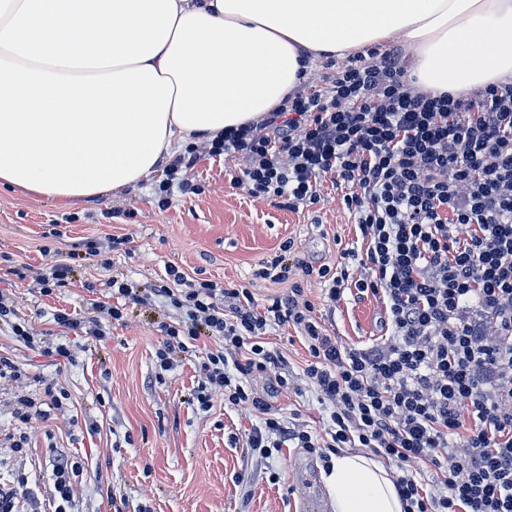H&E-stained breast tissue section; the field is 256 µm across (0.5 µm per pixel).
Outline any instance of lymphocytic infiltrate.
Here are the masks:
<instances>
[{"mask_svg":"<svg viewBox=\"0 0 512 512\" xmlns=\"http://www.w3.org/2000/svg\"><path fill=\"white\" fill-rule=\"evenodd\" d=\"M207 153L238 158L233 186L291 210L319 203L326 176L344 186L366 249L302 270L323 283L330 304L349 289L381 299L383 342L338 344L301 288L259 303L249 288L172 266L147 288L111 277L113 304L92 302L90 317L59 311L55 323L103 340V321L121 320L125 305L161 301L175 317L160 326V370H170L173 351L194 354L201 379L193 400L209 410L218 391L225 404L262 415L244 439L262 458L292 446L327 462L366 448L396 463L407 512H512V78L466 98L434 95L412 86L401 47L374 46L322 83L300 82L259 120L211 140ZM197 160L193 146L172 160L156 195L198 193L185 175ZM13 314L0 289V321L18 342L51 365L75 363L74 345L47 343ZM285 324L304 338V374L330 408L324 433L277 414L270 401L296 389L284 356L263 339ZM258 379L266 390L255 388ZM67 398L53 385L42 400L17 397L16 425L63 409ZM415 463L434 471L439 492L425 489ZM82 472L79 456L54 452V512H75Z\"/></svg>","mask_w":512,"mask_h":512,"instance_id":"1","label":"lymphocytic infiltrate"}]
</instances>
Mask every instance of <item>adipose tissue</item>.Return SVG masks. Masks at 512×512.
<instances>
[{
    "label": "adipose tissue",
    "instance_id": "obj_1",
    "mask_svg": "<svg viewBox=\"0 0 512 512\" xmlns=\"http://www.w3.org/2000/svg\"><path fill=\"white\" fill-rule=\"evenodd\" d=\"M153 58L107 68L0 57V187L62 204L162 171L186 139L260 119L297 88L305 57L402 42L420 86L471 95L512 76V0H176ZM333 512H404L377 458L333 455Z\"/></svg>",
    "mask_w": 512,
    "mask_h": 512
}]
</instances>
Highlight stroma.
<instances>
[{
    "instance_id": "stroma-1",
    "label": "stroma",
    "mask_w": 512,
    "mask_h": 512,
    "mask_svg": "<svg viewBox=\"0 0 512 512\" xmlns=\"http://www.w3.org/2000/svg\"><path fill=\"white\" fill-rule=\"evenodd\" d=\"M233 160L201 155L192 174L200 194L174 195L159 207L153 192L159 176L99 199L62 206L22 189L0 188V255L2 270L25 271L26 280L11 277L13 306L35 333H51L65 342L52 323L55 310L86 311L92 300L110 302L99 286L116 273L152 285L173 265L188 275L244 286L256 301L286 292L298 283L314 306V315L339 343L364 348L379 342L384 329L381 300L375 297L325 306L323 286L292 271L288 283L255 277L259 265L294 241L313 265L334 264L341 249L357 245L356 226L342 204V193L330 178L319 186L321 201L310 210L291 211L249 197L232 187ZM114 237L128 238L126 249H112ZM92 241L95 252L82 250ZM64 259L72 282L53 295L28 290L26 281ZM111 269H103V260ZM164 307L129 306L122 320L107 322V341H86L73 365H49L22 344L9 328L0 329V354L19 366L22 376L0 380V431L14 427V395L39 397L46 385L63 387L70 400L65 411L31 420L25 427L28 447L16 453L0 442V476H23L32 497L45 504L53 492L49 446L83 456L76 487L77 512H114L113 500H124L123 512H299L298 478L304 467L320 472L322 460L300 448L284 449L264 459L230 443L257 424L253 412L225 405L212 395L210 410L189 403L199 378L194 355L179 353L171 371L160 372L156 353L163 346L159 325ZM271 349L281 352L297 375L299 392L275 394L271 402L297 414L305 429L327 426L329 411L302 373L310 360L300 332L286 325L268 329ZM96 422L88 435L82 423ZM280 472L272 481L271 472Z\"/></svg>"
}]
</instances>
